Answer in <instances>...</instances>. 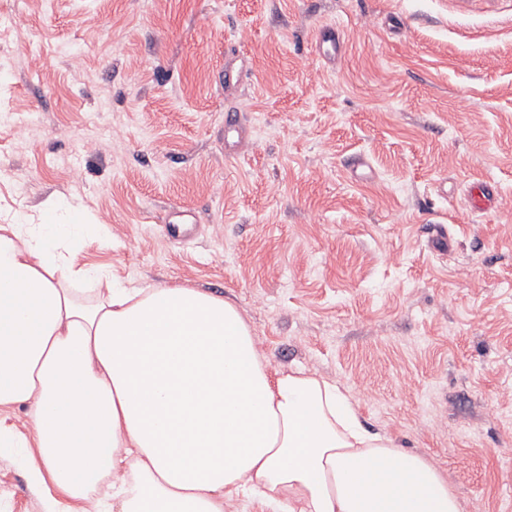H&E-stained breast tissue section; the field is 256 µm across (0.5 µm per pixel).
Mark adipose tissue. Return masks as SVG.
I'll list each match as a JSON object with an SVG mask.
<instances>
[{
  "instance_id": "obj_1",
  "label": "adipose tissue",
  "mask_w": 512,
  "mask_h": 512,
  "mask_svg": "<svg viewBox=\"0 0 512 512\" xmlns=\"http://www.w3.org/2000/svg\"><path fill=\"white\" fill-rule=\"evenodd\" d=\"M80 210L0 224V407L27 406L36 485L95 512H462L442 471L360 423L339 385L270 371L224 298L80 264Z\"/></svg>"
}]
</instances>
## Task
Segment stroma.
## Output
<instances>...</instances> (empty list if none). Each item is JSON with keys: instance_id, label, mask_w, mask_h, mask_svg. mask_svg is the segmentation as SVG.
<instances>
[{"instance_id": "1", "label": "stroma", "mask_w": 512, "mask_h": 512, "mask_svg": "<svg viewBox=\"0 0 512 512\" xmlns=\"http://www.w3.org/2000/svg\"><path fill=\"white\" fill-rule=\"evenodd\" d=\"M1 13L28 25L0 28V224L81 205L99 227L84 263L224 296L271 368L340 384L462 512H512V0ZM324 24L333 62L314 53ZM238 100L246 137L229 147ZM475 179L496 209L469 207ZM36 457L0 448V512H47ZM315 40L319 52L324 55L336 58L341 49V38L334 26L326 25L319 28L315 33Z\"/></svg>"}]
</instances>
